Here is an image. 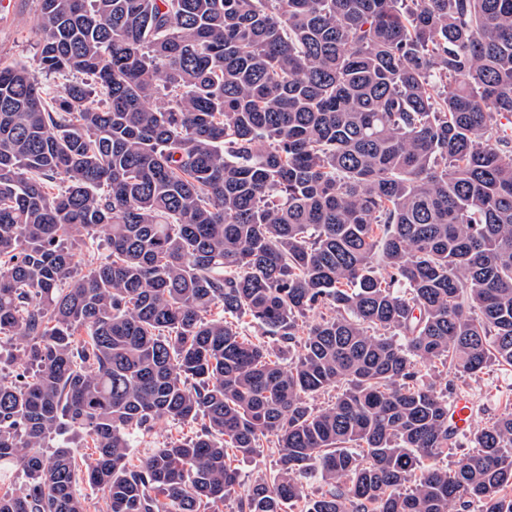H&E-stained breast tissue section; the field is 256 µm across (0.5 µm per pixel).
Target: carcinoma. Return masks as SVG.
<instances>
[{
    "label": "carcinoma",
    "mask_w": 512,
    "mask_h": 512,
    "mask_svg": "<svg viewBox=\"0 0 512 512\" xmlns=\"http://www.w3.org/2000/svg\"><path fill=\"white\" fill-rule=\"evenodd\" d=\"M39 21L38 69L75 80L0 66V512H87L81 482L106 512H512L511 411L440 464L454 378L512 367V0ZM169 422L196 431L130 464ZM68 430L93 458L42 452ZM265 442L243 490L229 455ZM265 444L258 454L250 459L239 456L232 464L237 468L244 485L250 484L261 472L272 475L277 469V455Z\"/></svg>",
    "instance_id": "1"
}]
</instances>
